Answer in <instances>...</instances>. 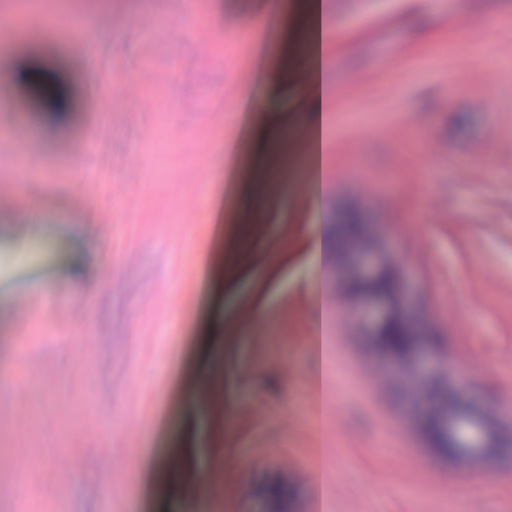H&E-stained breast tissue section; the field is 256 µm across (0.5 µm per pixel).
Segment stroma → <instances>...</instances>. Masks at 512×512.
Here are the masks:
<instances>
[{"instance_id": "stroma-1", "label": "stroma", "mask_w": 512, "mask_h": 512, "mask_svg": "<svg viewBox=\"0 0 512 512\" xmlns=\"http://www.w3.org/2000/svg\"><path fill=\"white\" fill-rule=\"evenodd\" d=\"M70 51L23 29L0 48V512H512V451L444 454L428 400L389 384L415 368L377 349L347 315L355 299L342 219L388 260L419 341L446 359L493 435L512 434V0H327L329 151L322 321L312 334L303 173L304 0H282L274 41L237 42L265 0H67ZM109 15L96 77L75 29ZM41 57L66 87L10 76ZM157 102L99 80L113 69ZM277 70L262 107L246 92ZM95 151L67 133L83 115ZM284 137L272 151L256 136ZM223 174L207 219L197 188L216 140ZM108 200L74 187L88 169ZM39 197L19 204L14 172ZM223 350H216V336ZM112 452V484L101 454ZM147 473L132 466L135 451Z\"/></svg>"}]
</instances>
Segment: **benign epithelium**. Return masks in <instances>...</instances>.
Instances as JSON below:
<instances>
[{
  "label": "benign epithelium",
  "instance_id": "obj_1",
  "mask_svg": "<svg viewBox=\"0 0 512 512\" xmlns=\"http://www.w3.org/2000/svg\"><path fill=\"white\" fill-rule=\"evenodd\" d=\"M345 260L353 267L350 278L352 293L364 296L363 306L352 309L351 314L363 322L384 350L399 359L408 358L417 341L405 314L393 307L398 288L390 272L382 268L370 253L356 247L346 253ZM414 390L419 396L432 400L430 425L438 447L445 453L455 455L461 449L460 445L448 442L450 435L455 438L464 436L470 448L485 447L472 422L462 421L454 428H448L445 413L472 412V405L465 395L448 392V387L438 378L420 376L414 380Z\"/></svg>",
  "mask_w": 512,
  "mask_h": 512
}]
</instances>
